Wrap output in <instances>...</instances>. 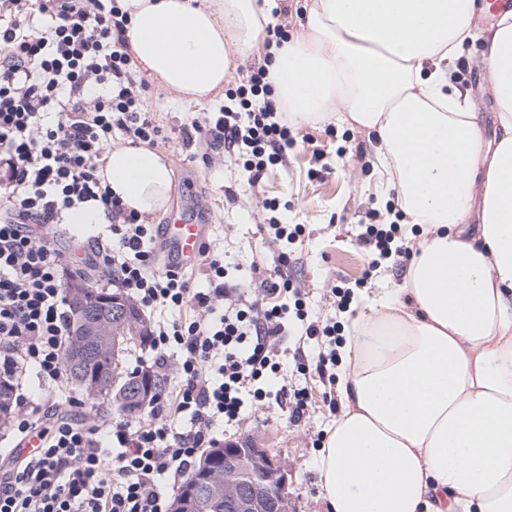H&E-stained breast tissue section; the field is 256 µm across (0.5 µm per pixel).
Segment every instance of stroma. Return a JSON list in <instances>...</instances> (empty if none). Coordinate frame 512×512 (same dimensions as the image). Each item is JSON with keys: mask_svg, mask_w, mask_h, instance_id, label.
I'll return each mask as SVG.
<instances>
[{"mask_svg": "<svg viewBox=\"0 0 512 512\" xmlns=\"http://www.w3.org/2000/svg\"><path fill=\"white\" fill-rule=\"evenodd\" d=\"M457 70L461 82L472 91L475 109L485 139L495 131L497 105L485 87V64L481 42H474ZM146 109L154 112L165 129H179L200 112H215L221 101L203 105L184 102L170 105V92L157 85L136 83ZM299 139L289 150L284 163L270 167L259 186H249L240 166L229 154L213 156L210 163L192 155L180 141L169 140L158 149L166 155L173 170V191L166 210L150 214L153 224H166L176 208L200 207L210 217L208 239L223 249L227 261V283L249 277L263 279L287 274L291 291L266 295L253 288L248 298H267L272 304H293L302 298L308 320L335 318L337 329L350 319L366 314L364 299L384 288L403 284L404 266L383 262L369 270V258L358 248L356 237L363 225L394 219L399 205L395 190L385 188L376 168V141L365 131L349 126H300ZM323 149L329 167L316 171L313 149ZM278 204L276 211L263 207L264 201ZM288 226H300L301 233L288 246V264L276 260L278 248L261 231L270 218ZM349 289L351 298L345 311H338L333 286ZM280 370L276 382L307 394L308 406L300 422H289L280 408L265 402L248 405L239 423L225 427L227 441H250L270 449L288 470L292 512H326L319 494L317 458L326 443L327 428L343 412L336 366L318 372V350L313 340L304 337L297 320H290L283 339ZM66 401L61 411L78 423L103 428L125 420V413L109 407L98 410L74 382H66Z\"/></svg>", "mask_w": 512, "mask_h": 512, "instance_id": "1", "label": "stroma"}]
</instances>
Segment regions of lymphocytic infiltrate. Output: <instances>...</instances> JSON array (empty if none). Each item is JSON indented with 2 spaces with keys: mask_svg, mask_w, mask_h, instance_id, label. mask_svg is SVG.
<instances>
[{
  "mask_svg": "<svg viewBox=\"0 0 512 512\" xmlns=\"http://www.w3.org/2000/svg\"><path fill=\"white\" fill-rule=\"evenodd\" d=\"M127 23L121 0H0V365L63 385L64 276L80 259L147 313L153 364L166 378L143 422L110 425L103 442L97 429L55 420L59 395L38 406L15 393L1 431L16 446L37 437L41 450L0 457V512H169L160 479L183 481L200 452L220 447L225 426L242 419L245 392L289 406L291 422L305 412L302 391L259 386L277 367L287 307L232 295L219 249L203 252L201 286L161 266L154 225L99 176L115 136L135 147L170 138L143 106ZM270 93L258 68L234 92L238 111L179 128L183 147L204 140L232 153L258 185L296 143ZM88 201L106 231L62 253L49 233ZM400 230L369 224L358 234L369 269L410 261Z\"/></svg>",
  "mask_w": 512,
  "mask_h": 512,
  "instance_id": "1",
  "label": "lymphocytic infiltrate"
}]
</instances>
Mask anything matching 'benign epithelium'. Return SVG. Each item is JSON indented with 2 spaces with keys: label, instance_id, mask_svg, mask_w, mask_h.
Here are the masks:
<instances>
[{
  "label": "benign epithelium",
  "instance_id": "1",
  "mask_svg": "<svg viewBox=\"0 0 512 512\" xmlns=\"http://www.w3.org/2000/svg\"><path fill=\"white\" fill-rule=\"evenodd\" d=\"M76 326L82 331L97 333L102 326H124L133 319V312L126 299L119 293L105 292L97 302L87 299L86 284L73 280L68 285ZM256 472L265 482L273 512H290L288 471L279 458L267 448L255 449L250 456ZM216 457L201 463V477L184 487L172 503L171 512H208L212 500L224 497V506L243 510L257 504L243 494L239 480L241 468L233 451L224 452V467L214 465Z\"/></svg>",
  "mask_w": 512,
  "mask_h": 512
}]
</instances>
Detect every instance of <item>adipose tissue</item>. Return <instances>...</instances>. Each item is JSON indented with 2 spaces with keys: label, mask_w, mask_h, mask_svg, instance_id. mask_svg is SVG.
I'll return each instance as SVG.
<instances>
[{
  "label": "adipose tissue",
  "mask_w": 512,
  "mask_h": 512,
  "mask_svg": "<svg viewBox=\"0 0 512 512\" xmlns=\"http://www.w3.org/2000/svg\"><path fill=\"white\" fill-rule=\"evenodd\" d=\"M140 70L212 100L279 0H123ZM477 0H312L266 81L296 125L377 140L380 174L421 229L402 287L350 320L345 409L318 458L327 512H512V11L485 34ZM482 38L496 130L485 140L456 62ZM100 175L138 213L166 209L173 171L118 145ZM478 214L469 227L470 214Z\"/></svg>",
  "instance_id": "1"
}]
</instances>
